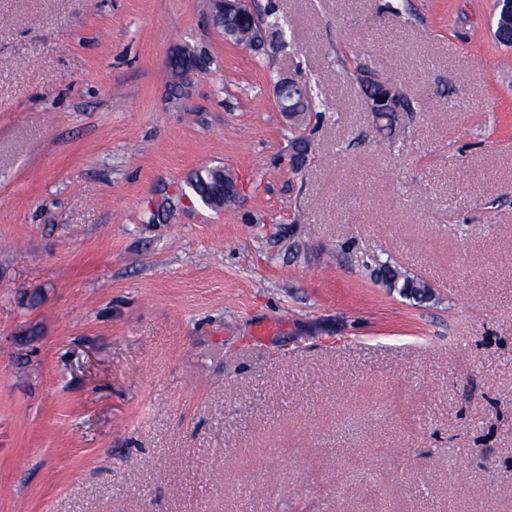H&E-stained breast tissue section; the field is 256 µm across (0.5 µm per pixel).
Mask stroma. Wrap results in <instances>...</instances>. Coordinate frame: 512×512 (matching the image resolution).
<instances>
[{
  "instance_id": "1",
  "label": "stroma",
  "mask_w": 512,
  "mask_h": 512,
  "mask_svg": "<svg viewBox=\"0 0 512 512\" xmlns=\"http://www.w3.org/2000/svg\"><path fill=\"white\" fill-rule=\"evenodd\" d=\"M248 2L276 53L208 0H0V512H512L494 0ZM185 47L210 65L180 97ZM358 63L410 100L402 139ZM219 166L214 210L186 181ZM346 73L350 74L356 84L359 86L363 95H368L371 88H375L376 86L383 84H390L394 87V81L387 77H382L378 72L371 70L365 66L357 65L350 72L347 67L344 69ZM274 94L280 112H283L291 121L301 117L300 112H307L303 105L306 104L307 109L313 107L311 96L309 95L308 98L306 85L292 76L280 77L274 84ZM371 275L386 288L397 291L400 295L423 301L432 296L430 284L411 275L389 261H375Z\"/></svg>"
}]
</instances>
